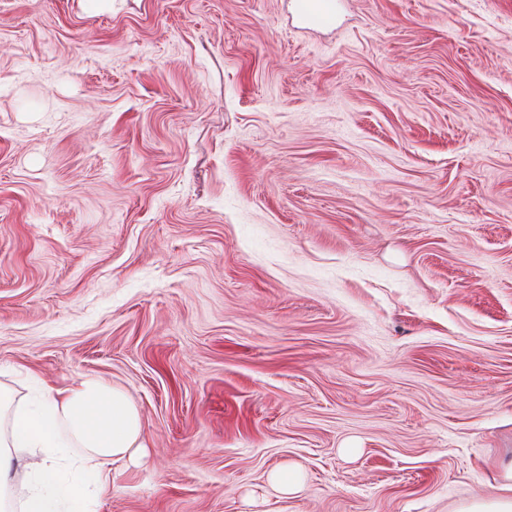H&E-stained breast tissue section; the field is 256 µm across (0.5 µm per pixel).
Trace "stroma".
Returning <instances> with one entry per match:
<instances>
[{
	"label": "stroma",
	"mask_w": 512,
	"mask_h": 512,
	"mask_svg": "<svg viewBox=\"0 0 512 512\" xmlns=\"http://www.w3.org/2000/svg\"><path fill=\"white\" fill-rule=\"evenodd\" d=\"M334 5L0 0V383L132 398L98 512H456L512 460V0ZM268 483L282 497H288L302 489V470L296 465L283 466L269 474Z\"/></svg>",
	"instance_id": "obj_1"
}]
</instances>
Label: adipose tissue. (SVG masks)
<instances>
[{"mask_svg":"<svg viewBox=\"0 0 512 512\" xmlns=\"http://www.w3.org/2000/svg\"><path fill=\"white\" fill-rule=\"evenodd\" d=\"M146 452L140 411L119 386L92 375L21 397L0 386V512H95L109 466ZM458 512H512V463L493 495Z\"/></svg>","mask_w":512,"mask_h":512,"instance_id":"obj_1","label":"adipose tissue"}]
</instances>
